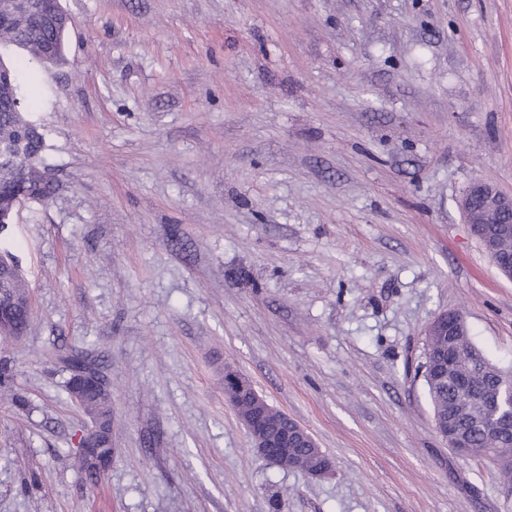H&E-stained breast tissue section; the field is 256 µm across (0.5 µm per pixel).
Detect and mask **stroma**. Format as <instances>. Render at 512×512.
Masks as SVG:
<instances>
[{
    "label": "stroma",
    "mask_w": 512,
    "mask_h": 512,
    "mask_svg": "<svg viewBox=\"0 0 512 512\" xmlns=\"http://www.w3.org/2000/svg\"><path fill=\"white\" fill-rule=\"evenodd\" d=\"M59 4L62 61L0 49L49 187L0 231L32 299L0 339V512H505L418 367L450 309L512 367V281L460 207L512 196V0ZM77 352L112 391L95 480ZM228 369L333 474L261 457Z\"/></svg>",
    "instance_id": "1"
}]
</instances>
